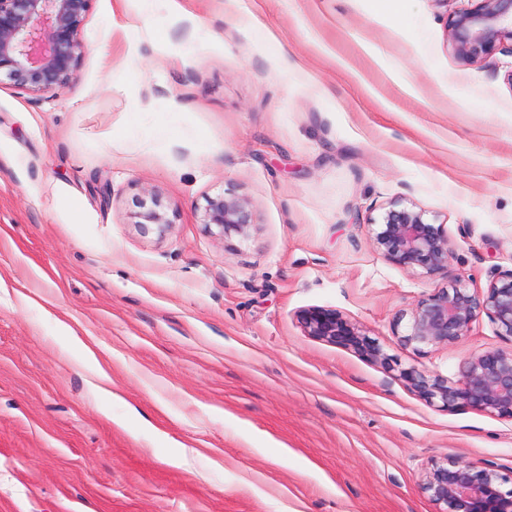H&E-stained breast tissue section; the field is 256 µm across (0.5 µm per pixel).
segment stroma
Returning a JSON list of instances; mask_svg holds the SVG:
<instances>
[{"label":"stroma","mask_w":512,"mask_h":512,"mask_svg":"<svg viewBox=\"0 0 512 512\" xmlns=\"http://www.w3.org/2000/svg\"><path fill=\"white\" fill-rule=\"evenodd\" d=\"M462 5L93 0L74 84L0 86V512H437L430 460L512 475V419L298 321L336 311L451 381L512 345L484 316L402 345L445 281L371 238L413 204L469 288L512 268V51L459 60ZM148 190L166 231L130 220ZM219 193L249 201L247 237L202 224Z\"/></svg>","instance_id":"stroma-1"}]
</instances>
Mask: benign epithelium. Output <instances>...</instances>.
Segmentation results:
<instances>
[{"label":"benign epithelium","instance_id":"obj_1","mask_svg":"<svg viewBox=\"0 0 512 512\" xmlns=\"http://www.w3.org/2000/svg\"><path fill=\"white\" fill-rule=\"evenodd\" d=\"M93 0H0V75L37 99H49L78 78L84 56L81 28ZM448 32L457 57L478 61L506 42L512 43V0H469L448 18ZM134 223L170 224L161 200L153 193L132 214ZM202 223L220 234L246 237L254 224L249 202L218 194L206 198ZM376 249L391 263L407 270L449 277L448 235L425 217V211L392 203L372 222ZM498 335L512 341V269L502 272L485 291H472L455 278L436 288L411 308L401 343L448 347L467 336L481 315ZM304 332L321 341L354 350L399 377L429 403L448 410L472 409L512 419V349L496 350L463 362L459 378L450 382L416 367L402 368L397 358L342 315L308 309L299 316ZM498 465L483 467L461 460H433L425 470L421 490L438 512H512V488L505 490Z\"/></svg>","mask_w":512,"mask_h":512}]
</instances>
